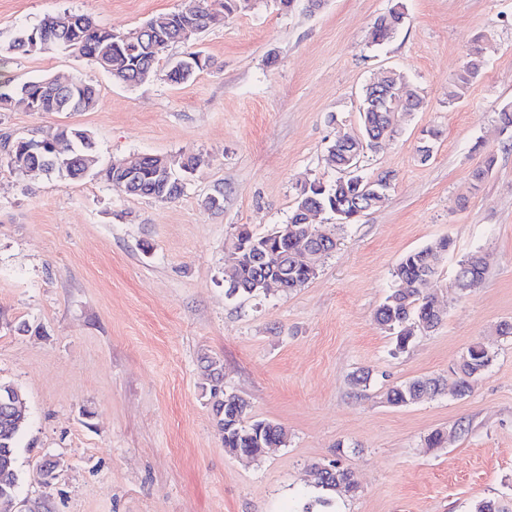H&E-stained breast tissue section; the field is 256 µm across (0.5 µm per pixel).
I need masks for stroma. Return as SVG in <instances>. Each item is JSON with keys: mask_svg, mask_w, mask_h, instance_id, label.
Returning a JSON list of instances; mask_svg holds the SVG:
<instances>
[{"mask_svg": "<svg viewBox=\"0 0 512 512\" xmlns=\"http://www.w3.org/2000/svg\"><path fill=\"white\" fill-rule=\"evenodd\" d=\"M389 43H367L391 0H322L292 11L268 0L225 15L195 47L212 69L172 84L129 87L50 47L13 57L0 82L78 76L98 91L87 112H0V139L61 126L90 131L100 165L130 154L197 155L172 202L130 197L103 179L61 181L0 168V380L24 395L19 498L41 512H302L309 470L339 461L359 489L337 512H471L512 506V0H402ZM185 0H0V40L46 15L74 12L123 33ZM486 67L458 88L472 46ZM423 109L367 152L362 174L392 177L386 200L354 224L329 213L335 248L293 292L226 294L224 246L239 226L264 235L288 220L301 184L338 176L328 148L357 132L363 87L386 71ZM436 130L432 157L416 149ZM495 165L479 186L471 174ZM216 195L222 209L208 208ZM450 237L429 289L442 323L405 350L375 319L408 252ZM480 251L478 288L454 286L458 261ZM28 332H18L19 324ZM487 344L489 369L462 396L406 405L390 387L452 370ZM219 360L224 389L250 420L282 425L285 444L246 461L217 431L203 365ZM367 371V384L356 383ZM447 434L437 448L425 441ZM57 462V479L35 473Z\"/></svg>", "mask_w": 512, "mask_h": 512, "instance_id": "stroma-1", "label": "stroma"}]
</instances>
